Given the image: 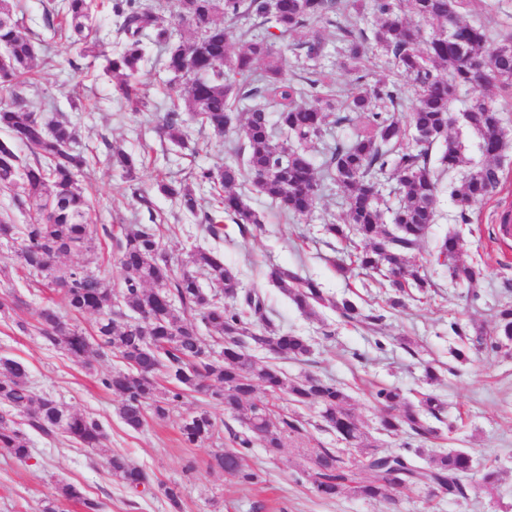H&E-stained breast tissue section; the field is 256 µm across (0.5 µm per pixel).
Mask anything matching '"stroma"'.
I'll use <instances>...</instances> for the list:
<instances>
[{"mask_svg": "<svg viewBox=\"0 0 512 512\" xmlns=\"http://www.w3.org/2000/svg\"><path fill=\"white\" fill-rule=\"evenodd\" d=\"M55 0H14V12L29 37L48 45L34 61V77L18 85V93L41 110L47 119L66 120L78 133L88 165L79 180L89 198L86 215L90 228V251L73 253L58 260L60 269L83 267L105 278L120 290L123 274L112 236L120 229L155 223L174 271H181L190 252L198 246L214 249L225 264L238 269L241 285L263 294L269 316L280 331L304 336L311 345L303 361L273 360L256 351L259 363H276L284 376L297 381L313 375L335 382L349 395L350 408L365 433V443L383 451L403 448L406 436L380 431L373 395L383 387H399L408 398L429 392L442 401L444 410L439 435L428 441V454L452 448L473 449V469L463 477L465 497L451 500L417 490L401 496L399 512H512V344L495 353L468 352L466 359L453 353L461 341L451 332V322L492 330L501 303L512 301V244L498 239V218L512 208V149L499 161L501 184L495 192L475 204L469 223L455 219L451 191L461 175L443 176L436 221L425 240L410 255L433 283L428 294L416 289L396 293L387 283L362 275H341L334 262L344 257L342 245L323 231L342 215V192L329 186L306 217L284 219L275 203L258 192L252 182L238 191L261 216L260 225L239 229L224 223L223 240H213L197 217L161 194L159 182L193 183L200 168L222 163L235 133L216 136L195 120H187L185 147L163 140L157 125L175 98L164 92L170 75L164 54L155 45L145 48L141 79L148 92V105L137 110L120 104L111 79L101 66L73 69L78 50L47 14ZM471 23L482 25L493 39L512 34V0H469L463 12ZM325 55L319 62L336 88L348 90L356 74L331 26L319 27ZM314 31L299 30L289 42L307 41ZM121 143L139 159L138 178L125 181L108 162V145ZM150 206H142L140 196ZM459 234V257L481 264L486 276L477 287L451 280L437 261V246L448 232ZM281 265L302 277L320 283L329 303L317 307L315 315L302 314L291 301L269 283L270 266ZM17 296L18 305L9 316L0 315V356L22 363L32 389L56 399L69 410L97 419L107 433L106 453L100 454L64 439H50L29 432L30 457L20 461L0 450V512H39L42 501L61 483L78 486L84 495L98 500L102 512H171L162 486L177 487L182 512H382L381 504L350 494L332 499L319 497L305 475L307 449L338 447L334 432L321 421L317 408L302 407L298 413L307 423V434L286 453L274 457L253 445L246 462L259 472L261 481L244 485L229 475L211 470L214 448L228 446V437L215 444L187 447L178 425L182 418L208 410L231 431L244 430L241 421L226 416L222 406L200 393L186 395L164 420L147 416L141 429L127 427L117 413L120 398L101 380L121 367L111 356L85 369L63 351L45 343L32 324L39 309L53 297L41 279L21 270L12 248L0 247V294ZM401 296L394 308L390 299ZM354 301L361 312L375 316V323L342 318L334 304ZM30 322L28 332L17 329V321ZM433 366L438 381L427 382L425 366ZM122 454L145 469L150 489L134 491L113 477L107 453ZM494 465L499 481L486 491L477 480L487 465Z\"/></svg>", "mask_w": 512, "mask_h": 512, "instance_id": "35a3bbf8", "label": "stroma"}]
</instances>
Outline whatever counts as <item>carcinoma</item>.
<instances>
[{
    "label": "carcinoma",
    "instance_id": "obj_1",
    "mask_svg": "<svg viewBox=\"0 0 512 512\" xmlns=\"http://www.w3.org/2000/svg\"><path fill=\"white\" fill-rule=\"evenodd\" d=\"M337 4L338 0H174L175 18L190 29L189 36L176 41L170 24L140 0H112L121 37L120 49L113 54L100 50L92 24L95 0H58L54 11L60 29L74 36L79 56L103 58L104 70L117 79L115 89L126 103L144 100L137 80L148 36L165 49V68L176 81L172 90L183 98L186 111L218 136L237 132L239 142L229 147L230 157L224 164L202 168L195 175L196 181L218 192L220 209L234 223H262L244 196L234 191L247 175L258 191L293 218L307 216L325 188L334 184L345 195L346 210L340 223L327 224L324 230L351 247L349 263L339 264L338 272L359 269L387 280L392 288H414L424 294L432 284L408 254L435 222L440 177L469 168L451 191L464 224L473 205L500 184V170L493 161L512 139L485 90L512 89V43L494 44L485 28L463 20L464 0H411L413 12L431 25L426 41L419 27L400 17V0H350L356 15L368 13L376 18L370 33L333 20ZM252 18L268 25V31L262 36L241 33L245 49L230 56V27ZM319 23L336 28L337 40L345 44L347 57L360 73L354 91L346 96L321 71L295 81L282 73L280 60L288 35ZM370 40L391 57L396 72L419 90L411 113L410 128L417 134L413 139L410 128L394 117L405 103L401 85L395 80H368L364 57ZM0 48L4 50L0 89L10 94V102L0 106V129L7 134V139L0 140V189L22 178L19 206L30 213L27 224L1 216L0 243L20 242L21 266L49 278L48 287L69 312L96 316L94 334L88 336L47 306L38 314V331L48 344L84 368L110 354L123 359L126 368L113 371L103 385L122 397L119 416L129 428L140 429L148 412L164 419L186 394L203 392L248 429L230 433L233 445L215 451L210 467L254 484L259 474L244 467L245 451L253 440L276 455L306 433L300 416L276 417L255 399L260 386L270 396L286 393L296 405L317 406L323 421L346 444L309 449L306 474L319 495L334 498L349 493L395 505V494L431 483L450 500L465 496L461 477L471 470L472 450L435 454L420 466L415 458L425 452L423 448L390 453L367 448L361 426L346 407L349 396L342 387L312 376L290 383L276 366L259 364L253 355L257 349L277 359L301 360L310 354L311 345L303 336L275 329L264 297L243 290L238 270L224 265L214 251H192L187 261L190 268L176 275L155 229L144 225L115 239L123 272L119 292L79 268L56 274L57 259L82 251L88 242V201L78 184L87 159L73 150L76 132L71 123L43 119L15 91L22 78L33 74L38 46L20 31L10 0H0ZM293 49L317 61L324 44L314 39ZM259 62L264 63L261 71L256 67ZM464 88L473 91L463 117L488 159L482 165L472 164L462 142L448 134L454 104ZM352 123L353 137L326 145L321 166L315 168L307 144L323 140L333 126ZM160 132L171 143L184 145L181 113H166ZM18 144L32 149L33 161L20 157ZM436 146L438 167L434 168L431 152ZM110 161L127 180L136 179V161L124 149L112 147ZM386 180L396 182L398 195L397 205L389 211L383 208L380 193ZM158 189L184 211L199 215L200 198L183 183L162 182ZM437 261L456 281L475 285L485 277L480 264L459 261L454 234L442 240ZM198 272L218 284L217 291H203ZM267 278L305 314L325 303L319 284L294 270L272 266ZM169 295L181 303V309L167 303ZM128 311L142 317L128 319ZM203 327L210 335H201ZM450 329L470 350L496 351L512 342V303L499 306L491 334L480 328L471 333L456 322ZM162 371L173 386H159ZM374 400L380 411L379 430L404 433L420 442L437 437V428L428 421L442 412V403L434 395L424 393L413 403L399 388L389 387L378 390ZM23 425L45 437L61 435L84 448L104 450L106 434L97 420L35 393L25 367L1 356L0 449L20 461L29 457ZM179 430L189 447L211 441L221 432L206 411L182 419ZM108 465L112 475L132 489L151 484L149 474L122 455L108 456ZM358 470L366 471L368 480L357 481ZM70 501L79 503L84 512H101L98 501L85 497L72 484L56 486L42 501L40 512H60L61 504Z\"/></svg>",
    "mask_w": 512,
    "mask_h": 512
}]
</instances>
